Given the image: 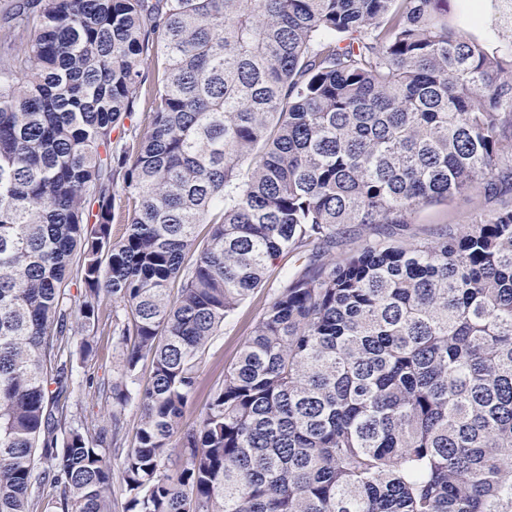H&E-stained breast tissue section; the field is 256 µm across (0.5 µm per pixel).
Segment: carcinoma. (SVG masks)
<instances>
[{
  "label": "carcinoma",
  "instance_id": "1",
  "mask_svg": "<svg viewBox=\"0 0 512 512\" xmlns=\"http://www.w3.org/2000/svg\"><path fill=\"white\" fill-rule=\"evenodd\" d=\"M445 4L0 16V512L47 484L53 512H112L131 402L125 512H512V207L394 242L426 205L512 186V41L488 49ZM157 47L151 125L114 143ZM118 190L134 209L114 241ZM351 224L382 228L339 259ZM284 252L303 268L185 425L212 336ZM104 297L125 312L112 411L77 421L65 352H92ZM126 433L121 441V447L114 449L112 447V465H113V493H112V512H125L126 495L122 486L121 479V461L128 448L134 444L135 427L138 420V412L134 403H130L125 409Z\"/></svg>",
  "mask_w": 512,
  "mask_h": 512
}]
</instances>
